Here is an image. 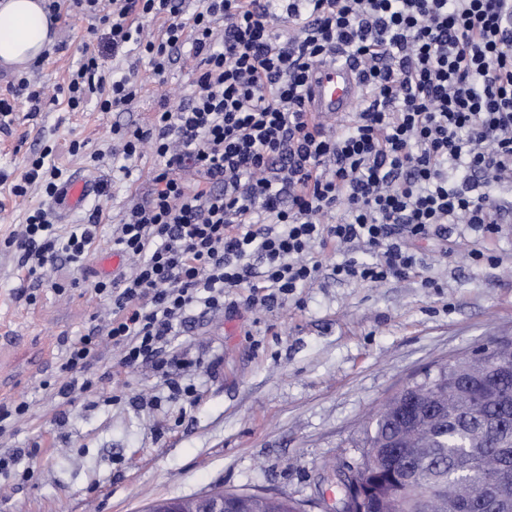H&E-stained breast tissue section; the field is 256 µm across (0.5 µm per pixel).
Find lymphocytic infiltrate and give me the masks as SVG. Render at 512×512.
I'll return each instance as SVG.
<instances>
[{
  "instance_id": "1",
  "label": "lymphocytic infiltrate",
  "mask_w": 512,
  "mask_h": 512,
  "mask_svg": "<svg viewBox=\"0 0 512 512\" xmlns=\"http://www.w3.org/2000/svg\"><path fill=\"white\" fill-rule=\"evenodd\" d=\"M107 25L113 54L138 52L153 76L195 63L185 102L162 101L148 122L112 130L132 175L157 165L145 198L123 208L112 250L131 273L95 282L112 303L105 337L127 367L161 359L192 312L284 301L315 281L313 247L361 246L339 277L366 285L413 272L408 240L448 238L464 225L500 231L497 185L512 177V0H74ZM163 20L160 35L145 19ZM287 30H280V23ZM359 63L364 107L329 132L306 112L316 68ZM143 83L105 80L84 55L64 90L71 111L124 112ZM65 173L42 149L15 196L31 185L57 196ZM98 213L62 231L42 209L1 245L27 276L80 264ZM260 259L261 274L252 271ZM91 337L70 342L58 393L86 390Z\"/></svg>"
}]
</instances>
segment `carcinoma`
<instances>
[{
	"instance_id": "carcinoma-1",
	"label": "carcinoma",
	"mask_w": 512,
	"mask_h": 512,
	"mask_svg": "<svg viewBox=\"0 0 512 512\" xmlns=\"http://www.w3.org/2000/svg\"><path fill=\"white\" fill-rule=\"evenodd\" d=\"M459 359L393 394L369 419L350 468L371 487L367 512H503L512 504V374L477 378ZM388 463L373 453L390 445ZM240 512H300L278 497L228 491Z\"/></svg>"
}]
</instances>
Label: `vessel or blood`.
Returning <instances> with one entry per match:
<instances>
[{
    "label": "vessel or blood",
    "mask_w": 512,
    "mask_h": 512,
    "mask_svg": "<svg viewBox=\"0 0 512 512\" xmlns=\"http://www.w3.org/2000/svg\"><path fill=\"white\" fill-rule=\"evenodd\" d=\"M361 96L357 69L349 63H328L318 67L310 82L307 108L325 119L350 115ZM92 189L87 180H79L64 187L55 200L60 211L81 206Z\"/></svg>",
    "instance_id": "b4317fda"
}]
</instances>
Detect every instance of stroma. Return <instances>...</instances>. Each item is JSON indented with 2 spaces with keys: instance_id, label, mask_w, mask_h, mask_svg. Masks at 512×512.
Segmentation results:
<instances>
[{
  "instance_id": "1",
  "label": "stroma",
  "mask_w": 512,
  "mask_h": 512,
  "mask_svg": "<svg viewBox=\"0 0 512 512\" xmlns=\"http://www.w3.org/2000/svg\"><path fill=\"white\" fill-rule=\"evenodd\" d=\"M99 19L65 8L53 42L35 68L48 97L40 111L16 101L0 127V171L21 177L31 154L52 147L68 175L107 183L56 224L85 223L101 210L85 262L58 261L38 281L0 249V404L26 401L27 414L0 436L22 448L27 476H0V512H143L155 501L216 488L274 494L325 512L340 492L334 469L356 465L363 427L409 381L440 362L473 353L494 337L512 336V223L500 237L458 227L448 243L412 242L415 272L367 286L336 277L343 254L315 258L319 278L269 307L196 313L172 343L170 367L195 386L193 398L169 400L153 364L125 368L102 341L82 374L87 390L62 399L57 367L67 341L112 316L92 286L112 273V227L130 198L145 197L155 161L144 156L131 180L112 177L111 161L88 152L110 143L112 125L145 123L161 97L179 102L191 90V64L151 75L138 53L105 58L106 77L138 72L143 92L126 112L68 111L61 93L83 52H95ZM86 154H72V140ZM40 189L17 197L0 183V240L26 213L51 208ZM483 248L494 264L473 263ZM432 287H424L423 279Z\"/></svg>"
}]
</instances>
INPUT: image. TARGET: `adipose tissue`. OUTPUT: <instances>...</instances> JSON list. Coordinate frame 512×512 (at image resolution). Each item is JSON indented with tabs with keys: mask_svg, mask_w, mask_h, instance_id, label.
Listing matches in <instances>:
<instances>
[{
	"mask_svg": "<svg viewBox=\"0 0 512 512\" xmlns=\"http://www.w3.org/2000/svg\"><path fill=\"white\" fill-rule=\"evenodd\" d=\"M50 31L42 0H0V65L29 69L49 46Z\"/></svg>",
	"mask_w": 512,
	"mask_h": 512,
	"instance_id": "adipose-tissue-1",
	"label": "adipose tissue"
}]
</instances>
